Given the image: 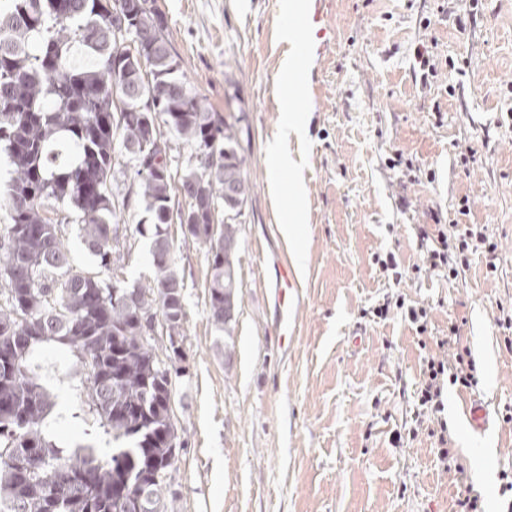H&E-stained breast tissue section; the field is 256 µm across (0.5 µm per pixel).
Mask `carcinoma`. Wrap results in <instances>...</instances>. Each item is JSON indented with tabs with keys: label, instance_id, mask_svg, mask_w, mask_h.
<instances>
[{
	"label": "carcinoma",
	"instance_id": "obj_1",
	"mask_svg": "<svg viewBox=\"0 0 512 512\" xmlns=\"http://www.w3.org/2000/svg\"><path fill=\"white\" fill-rule=\"evenodd\" d=\"M0 0V153L12 167L0 225V512H179L166 496L167 469L181 447L172 403L180 372L159 359L142 319H186L184 279L168 236L178 220L204 249L210 270L208 319L234 353L239 224L251 185L235 124L216 113L184 77L156 0ZM135 52L117 49L124 37ZM93 57L70 64L73 44ZM149 64L143 72L142 63ZM195 153L198 163L172 166L161 128ZM132 162L134 193L111 188L116 158ZM186 212L173 213L175 187ZM151 214L135 231L150 240L153 276L116 287L111 270L131 196ZM69 205L98 271L71 263L59 206ZM55 342L77 356L86 403L112 441L100 457L91 447L63 448L45 426L52 408L31 357Z\"/></svg>",
	"mask_w": 512,
	"mask_h": 512
}]
</instances>
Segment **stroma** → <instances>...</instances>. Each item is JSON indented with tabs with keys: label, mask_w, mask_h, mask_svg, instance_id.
I'll list each match as a JSON object with an SVG mask.
<instances>
[{
	"label": "stroma",
	"mask_w": 512,
	"mask_h": 512,
	"mask_svg": "<svg viewBox=\"0 0 512 512\" xmlns=\"http://www.w3.org/2000/svg\"><path fill=\"white\" fill-rule=\"evenodd\" d=\"M284 0H158L180 68L215 112L239 117L252 190L239 218L235 353L207 314L205 256L180 224L168 227L185 281L184 376L175 380L182 448L168 489L181 512H456L472 492L505 512L512 470V352L496 324L512 309V0H306L295 29L304 141L300 163L272 176L267 143L280 125L277 76L295 49L281 41ZM433 51L424 70L416 48ZM296 212L298 239L283 232ZM483 227V251L457 279L414 275L422 231ZM394 254L397 271L379 257ZM110 274L121 285L152 276L149 241L129 233ZM291 263V325L278 333L275 283ZM390 303L386 317L375 310ZM426 307L428 333L463 321L480 379L444 396L464 474L444 470L438 443L417 429L426 355L404 305ZM33 362L54 406L47 429L63 446L101 455L112 437L84 401L68 348L42 345ZM484 403L491 427L472 434L462 409Z\"/></svg>",
	"instance_id": "stroma-1"
}]
</instances>
